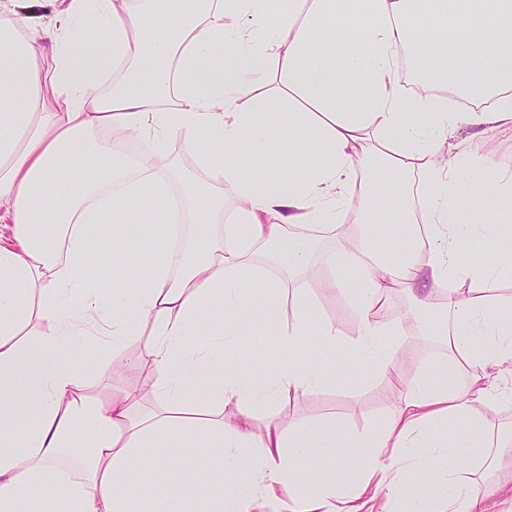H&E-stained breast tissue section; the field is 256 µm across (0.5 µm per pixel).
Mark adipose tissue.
Segmentation results:
<instances>
[{
    "label": "adipose tissue",
    "mask_w": 512,
    "mask_h": 512,
    "mask_svg": "<svg viewBox=\"0 0 512 512\" xmlns=\"http://www.w3.org/2000/svg\"><path fill=\"white\" fill-rule=\"evenodd\" d=\"M62 2L36 22L0 0V219L11 224L0 238V512H49L53 502L61 512H274L279 486L293 512H334L338 498L360 512L367 493L384 495L381 512L409 496L425 512H488L492 492L512 494L511 482L462 477L488 448L476 414L495 398L463 366L512 362V303L492 296L512 278V175L492 201L455 214L458 161L492 160L478 142L454 160L442 154L459 124H512V0H472L468 38L414 47L422 21L410 0H289L275 18L270 0H183L177 10L170 0ZM340 21L357 32L350 49H317ZM406 47L417 74H443L487 108L410 94L397 77ZM340 79L364 107L340 105ZM172 138L193 147L196 171L163 165ZM122 141L142 149L128 157ZM360 173L363 204L351 224L337 223ZM227 184L238 196L229 216ZM180 216L206 231L165 245L157 222ZM390 223L407 227L393 256L373 246L377 225ZM466 224L487 225L494 248L484 258L464 251ZM330 234L339 247L327 263L339 273L326 287L344 290L349 269L360 285V330L344 342L334 323H315L311 298H288L289 280L307 274ZM132 242L150 258L134 290L124 286ZM93 266L112 268L111 290L89 277ZM428 284L443 288L448 347L463 359L436 384L403 375L390 339L404 322L379 319L394 286ZM256 305L267 320L253 318ZM34 319L41 329L26 337ZM73 333L100 350L102 371L140 343L155 405L131 388L92 399L59 342ZM311 334L321 344L309 357ZM340 346L374 360L395 411L362 432L280 419V397L320 384ZM254 353L266 360L260 385ZM424 445L408 481H387ZM321 448L340 449L344 481L318 466ZM488 450L494 469L512 464L511 439Z\"/></svg>",
    "instance_id": "ef3b65f1"
}]
</instances>
